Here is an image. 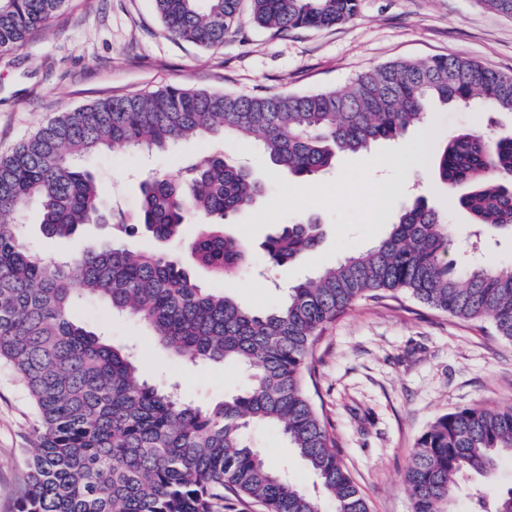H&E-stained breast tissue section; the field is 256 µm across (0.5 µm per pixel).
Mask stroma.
Wrapping results in <instances>:
<instances>
[{"label":"stroma","mask_w":512,"mask_h":512,"mask_svg":"<svg viewBox=\"0 0 512 512\" xmlns=\"http://www.w3.org/2000/svg\"><path fill=\"white\" fill-rule=\"evenodd\" d=\"M435 56H464L512 74V17L479 0H358L353 19L324 29L278 32L246 18L223 46L207 50L173 40L153 0H66L45 28L0 53V157L61 113L107 97L170 84L239 95L340 90L386 63ZM474 126L512 134V116L478 103L433 105L425 126L377 141L367 152L340 155L333 170L315 177L310 194L298 193L300 178L273 166L249 136L227 138L225 154L261 179L265 194L227 226L250 243L249 269L221 282L201 271L199 281L252 309H271L290 286L368 251L396 214L421 196L447 214L456 235L469 239L474 226L434 181L430 158L449 135ZM209 147L207 140L188 139L152 154L117 148L85 165L104 193L132 212L139 205V172H175ZM308 218L320 226L318 247L304 260L271 266L263 249L267 237L282 224ZM38 220L33 207L20 219L33 253H77L80 242L46 237ZM450 258L460 266L476 258L510 271L512 236L480 240L477 254L454 252ZM78 316L114 344L137 345L142 373L177 385L195 405H215L246 383L232 364L174 361L145 342L141 321L114 317L100 302H83ZM315 361L313 401L330 421L370 512H411L405 472L417 438L437 417L477 402L512 406V342L497 335L492 321L454 318L405 294L354 305L327 327ZM35 423L20 378L0 365V512H17L37 446ZM248 437L293 483L312 489L314 474L278 429L254 426ZM511 488L512 458L504 456L492 478L459 477L455 508L474 512L478 499L490 501Z\"/></svg>","instance_id":"1"}]
</instances>
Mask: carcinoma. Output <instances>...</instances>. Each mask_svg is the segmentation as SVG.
Masks as SVG:
<instances>
[{
	"label": "carcinoma",
	"mask_w": 512,
	"mask_h": 512,
	"mask_svg": "<svg viewBox=\"0 0 512 512\" xmlns=\"http://www.w3.org/2000/svg\"><path fill=\"white\" fill-rule=\"evenodd\" d=\"M169 34L217 48L241 26L242 0H153ZM64 0H0V52L42 28ZM252 21L286 31L350 20L357 0H248ZM478 100L512 114V75L460 56L396 61L343 90L242 96L168 85L66 112L0 157V362L21 377L34 406L37 452L17 512H228L229 501L262 512H320L254 448L251 424L281 430L328 494L334 512H370L343 463L333 429L307 394L324 330L361 300L405 293L452 317L490 318L512 341V271L459 268L447 218L423 200L401 210L366 254H354L288 288L267 311L206 288L178 260L138 238L164 242L188 224L193 262L217 276L249 267L250 247L224 231L263 186L217 146L249 135L296 176L331 168L336 152L359 153L423 126L433 103ZM203 138L209 152L176 176L140 184L138 211L112 213L111 233L75 258L43 257L13 219L35 202L44 235L76 238L104 225L103 193L83 159L114 148L164 151ZM436 180L481 232L512 231V136L472 129L451 135L431 160ZM317 225L286 224L266 244L274 265L315 250ZM92 298L135 317L150 341L189 362H233L247 387L211 408L142 379L137 358L75 317ZM512 457V407L473 406L439 416L419 436L405 474L412 512H454L457 476L492 475ZM478 512H512V489Z\"/></svg>",
	"instance_id": "obj_1"
}]
</instances>
